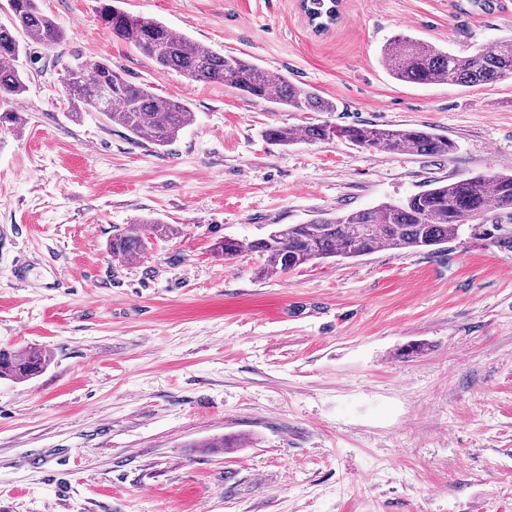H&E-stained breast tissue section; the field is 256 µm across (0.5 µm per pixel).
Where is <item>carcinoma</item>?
<instances>
[{"label": "carcinoma", "mask_w": 512, "mask_h": 512, "mask_svg": "<svg viewBox=\"0 0 512 512\" xmlns=\"http://www.w3.org/2000/svg\"><path fill=\"white\" fill-rule=\"evenodd\" d=\"M10 25L0 24V103L5 122L20 120L21 98L27 85L21 70L23 54L18 34L29 40L55 45L64 32L44 14L37 0H8ZM330 0H309L308 10L335 22ZM101 21L113 36L132 44L163 70L176 71L188 79L219 82L243 95L286 106L294 112H334L336 103L299 86L287 77L265 70L243 57L220 54L178 34L162 22L133 15L119 0H100ZM381 61L392 78L418 85L474 87L512 77V34L488 46L451 52L407 34H397L382 49ZM64 83L71 85L67 101L74 113L95 107L99 92L109 90L105 118L137 138L158 147L175 141L194 121L186 103L137 86L103 62L78 63L67 69ZM264 137L288 145L333 138L366 149H384L396 154L443 155L454 143L430 130L379 128L372 124L328 126L312 124L296 131L269 127ZM494 209L512 223V172L477 174L447 183L439 181L402 203L356 210L343 215L324 214L305 224H277L255 240L224 238L213 245L217 255L235 258L256 253L262 257L259 273L275 276L310 262L329 258H352L380 248L414 250L434 248L458 238L460 228L484 219ZM144 227L120 233L109 244L112 255L127 259L144 256L150 239L169 241L181 230L174 224L143 219ZM47 354L35 347L0 350V377L25 382L43 372Z\"/></svg>", "instance_id": "carcinoma-1"}]
</instances>
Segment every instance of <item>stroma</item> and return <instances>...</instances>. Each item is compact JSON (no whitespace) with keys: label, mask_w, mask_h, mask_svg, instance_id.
I'll return each instance as SVG.
<instances>
[{"label":"stroma","mask_w":512,"mask_h":512,"mask_svg":"<svg viewBox=\"0 0 512 512\" xmlns=\"http://www.w3.org/2000/svg\"><path fill=\"white\" fill-rule=\"evenodd\" d=\"M495 3L342 0L320 34L299 0H123L338 105L291 112L160 71L99 0H39L65 37L26 41L22 124L0 126V348L51 361L0 379V512H512V248L493 218L436 251L271 278L258 256L212 252L512 170V78L415 85L379 60L400 33L457 52L512 33V0ZM82 61L180 97L193 124L160 148L90 109L72 119L63 79ZM367 122L456 149L263 136ZM142 218L181 235L112 256Z\"/></svg>","instance_id":"stroma-1"}]
</instances>
